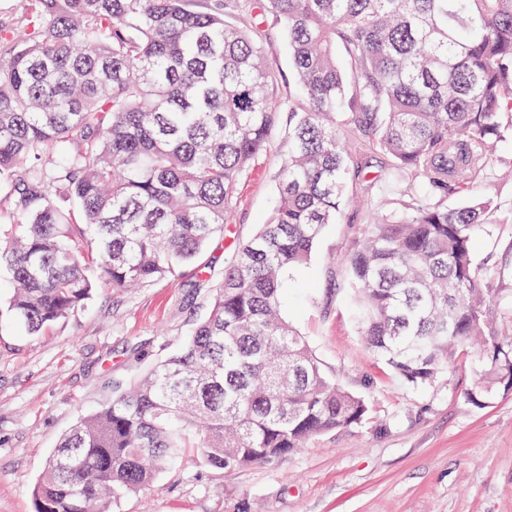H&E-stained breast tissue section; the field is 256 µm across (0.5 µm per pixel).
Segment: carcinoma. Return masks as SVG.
Segmentation results:
<instances>
[{"label": "carcinoma", "mask_w": 512, "mask_h": 512, "mask_svg": "<svg viewBox=\"0 0 512 512\" xmlns=\"http://www.w3.org/2000/svg\"><path fill=\"white\" fill-rule=\"evenodd\" d=\"M240 13L249 25L227 20ZM272 25L301 100L277 205L234 246L184 348L63 435L34 512H108L187 455L230 472L363 421L364 400L280 315L286 274L360 178L340 127L426 196L403 202V219L375 214L342 259L367 345L416 386L466 353L469 403L512 394V338L495 327L512 310H498L472 254L489 202L448 208L512 128V0H19L0 16L8 316L36 335L99 281L141 288L193 265L208 285L196 261L283 112ZM266 53L269 62L288 78L289 60L288 49L285 38L282 36L279 27L270 31L266 43Z\"/></svg>", "instance_id": "1"}]
</instances>
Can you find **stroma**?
I'll list each match as a JSON object with an SVG mask.
<instances>
[{"mask_svg": "<svg viewBox=\"0 0 512 512\" xmlns=\"http://www.w3.org/2000/svg\"><path fill=\"white\" fill-rule=\"evenodd\" d=\"M287 152L283 124L244 174L230 226L202 257L212 282L223 277L230 242L268 221ZM351 152L366 177L325 227L307 267L292 274L282 316L338 382L365 400L366 418L229 473L184 458L109 512H512V394L469 404L473 376L462 354L436 382L410 385L362 342L341 258L377 211H398L399 199L377 196L369 183L386 173L389 156ZM472 194L492 203L474 241L475 264L510 298L512 131ZM210 299L188 269L131 291L99 283L84 308L35 336L0 323V512H34L33 487L61 436L107 402L112 382H133L178 352Z\"/></svg>", "mask_w": 512, "mask_h": 512, "instance_id": "35a3bbf8", "label": "stroma"}]
</instances>
